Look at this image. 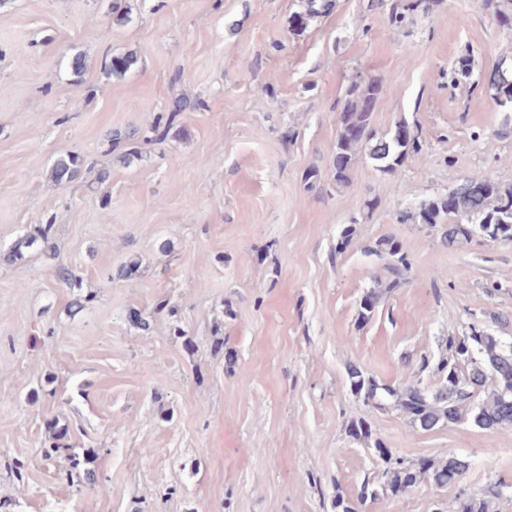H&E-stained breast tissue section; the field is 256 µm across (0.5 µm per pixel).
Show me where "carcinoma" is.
<instances>
[{"mask_svg":"<svg viewBox=\"0 0 512 512\" xmlns=\"http://www.w3.org/2000/svg\"><path fill=\"white\" fill-rule=\"evenodd\" d=\"M331 6V0H307L306 13L297 16L293 26L305 27L308 20ZM487 89L497 106L512 108V72L508 68L502 66L491 72ZM380 93L378 81L354 83L347 91V100L339 115L331 168L332 177L339 185L348 184L350 170L363 148L375 167L390 175L396 174L410 156L421 152L418 135L404 122L395 125L385 136L373 133L372 116ZM77 165V155L59 156L50 171L52 181L58 186L70 182L77 173ZM399 219L431 226L445 245L467 241L475 235L490 241L512 240V185L502 184L487 175L466 178L447 195L421 204L414 212H403ZM51 230L52 225H44L37 235L19 240L4 258L16 261L23 257L22 249L49 242ZM373 252L392 258L388 266L393 276L389 287H396L409 269L401 245L394 239L383 238ZM380 297L381 293L374 288L366 292L359 305V321L365 322L373 316ZM446 351L448 355L441 358L435 368L439 382L432 386L419 381L401 388L383 386L351 365L347 369L351 391L368 405L393 406L424 431L465 419L484 430L512 425V343L507 345L499 337L474 328L467 336L448 337ZM382 460L387 468L381 492L369 493L363 488L360 499L380 493L394 496L425 479L438 487L453 486L461 482L469 469V462L453 451L448 452V459L443 462L410 465L390 455ZM503 487L502 482L495 481L486 484L478 494L460 490L457 512H494Z\"/></svg>","mask_w":512,"mask_h":512,"instance_id":"carcinoma-1","label":"carcinoma"}]
</instances>
